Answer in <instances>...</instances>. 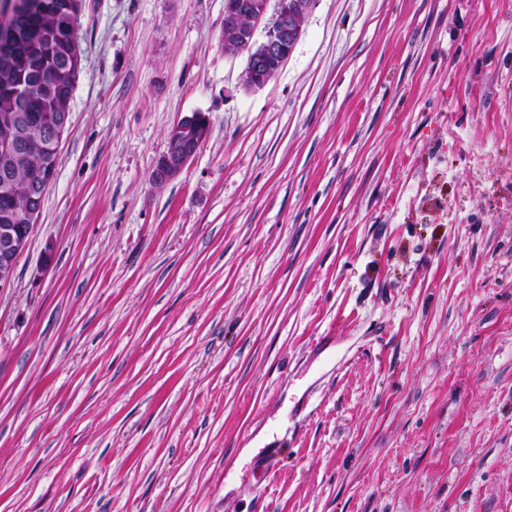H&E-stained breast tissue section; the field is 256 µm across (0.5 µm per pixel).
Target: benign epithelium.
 I'll return each instance as SVG.
<instances>
[{"label":"benign epithelium","instance_id":"7a95c632","mask_svg":"<svg viewBox=\"0 0 512 512\" xmlns=\"http://www.w3.org/2000/svg\"><path fill=\"white\" fill-rule=\"evenodd\" d=\"M314 0H277L273 20H268L269 0H224V50L246 54L245 83L258 89L265 86L288 61L302 33L306 15ZM198 129L199 141L185 142L189 127ZM69 127V111L57 115L44 131L43 146H59ZM211 132L202 112L180 119L168 133L167 151L159 159L152 180L161 185L174 179L194 158ZM29 236L17 235L13 226L0 229V288L10 284L18 256L25 250Z\"/></svg>","mask_w":512,"mask_h":512}]
</instances>
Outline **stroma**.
Segmentation results:
<instances>
[{"label":"stroma","mask_w":512,"mask_h":512,"mask_svg":"<svg viewBox=\"0 0 512 512\" xmlns=\"http://www.w3.org/2000/svg\"><path fill=\"white\" fill-rule=\"evenodd\" d=\"M223 31L83 0L0 288V512H512V0H317L255 90ZM68 127L69 109L57 115L56 121L44 131L40 144L42 146H60ZM190 126L198 129L199 141L197 143H186L184 136ZM211 132L209 120L202 112H192L180 119L168 133L167 151L159 159L152 180L155 184L161 185L174 179L183 168L194 158L202 144L209 137ZM181 145L177 150L173 145Z\"/></svg>","instance_id":"1"}]
</instances>
